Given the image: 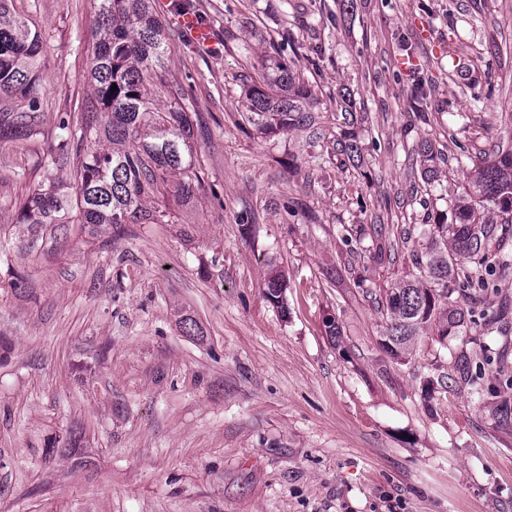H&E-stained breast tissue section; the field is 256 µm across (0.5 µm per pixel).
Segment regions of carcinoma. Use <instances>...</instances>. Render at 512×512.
Wrapping results in <instances>:
<instances>
[{
  "label": "carcinoma",
  "mask_w": 512,
  "mask_h": 512,
  "mask_svg": "<svg viewBox=\"0 0 512 512\" xmlns=\"http://www.w3.org/2000/svg\"><path fill=\"white\" fill-rule=\"evenodd\" d=\"M13 0H0V94L20 93L28 104L17 112H0V139L27 138L40 125L41 112L34 69L43 53V37L16 12ZM154 0H94L95 40L89 71L93 109L75 108L80 117L60 122L63 131L57 164L68 158L71 145L79 152L73 193L50 181L39 185L18 209L16 223L40 227L67 224L71 204L82 215L87 235H112L121 224L146 221L163 224L146 200L170 183L174 195H194L199 179L192 168L191 123L181 101L186 93L170 92L167 107L156 104L152 87L162 82L169 29L156 14ZM117 89H112V86ZM251 121L262 131L287 132L315 111L316 98L307 82L283 62L264 68L246 93ZM176 176L178 180L170 182ZM512 223V149L499 151L463 188L448 224L435 225L438 236L415 254L414 265L441 286L437 290L417 275L386 291L380 312L385 317L381 348L395 358L412 353L418 337L436 324L439 305L448 302L446 325L438 335L465 321L453 295L488 287L481 266L461 263L485 255L494 224ZM287 284L278 273L264 286L267 301L286 312Z\"/></svg>",
  "instance_id": "1"
}]
</instances>
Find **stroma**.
Instances as JSON below:
<instances>
[{"instance_id":"obj_1","label":"stroma","mask_w":512,"mask_h":512,"mask_svg":"<svg viewBox=\"0 0 512 512\" xmlns=\"http://www.w3.org/2000/svg\"><path fill=\"white\" fill-rule=\"evenodd\" d=\"M182 2L210 42L154 8L202 188L150 198L167 223L94 239L76 214L66 236L16 221L74 179L45 159L92 95L91 0H15L43 34V123L0 141V512H512V224L462 326L402 360L377 344L378 299L512 142V0ZM271 57L318 99L284 134L245 110ZM274 269L284 314L262 295Z\"/></svg>"}]
</instances>
